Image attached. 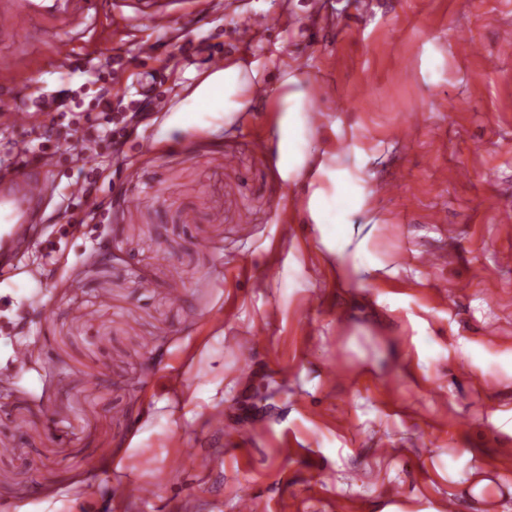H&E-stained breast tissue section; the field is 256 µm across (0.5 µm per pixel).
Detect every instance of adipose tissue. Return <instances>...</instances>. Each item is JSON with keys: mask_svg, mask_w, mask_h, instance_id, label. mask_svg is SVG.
Here are the masks:
<instances>
[{"mask_svg": "<svg viewBox=\"0 0 512 512\" xmlns=\"http://www.w3.org/2000/svg\"><path fill=\"white\" fill-rule=\"evenodd\" d=\"M256 70L243 62H226L223 70L204 74L164 122L166 131L187 129L202 109L221 114L225 123L248 112H275L279 119L270 133L277 164L300 196L299 220L321 231L326 262L336 270V285L355 295L376 276L378 269L352 259L347 248L353 231L351 214L366 208L368 197L358 180L346 177L338 151L328 149L308 159V133L314 131V87L308 69L289 68L271 96H263L255 83Z\"/></svg>", "mask_w": 512, "mask_h": 512, "instance_id": "obj_1", "label": "adipose tissue"}]
</instances>
